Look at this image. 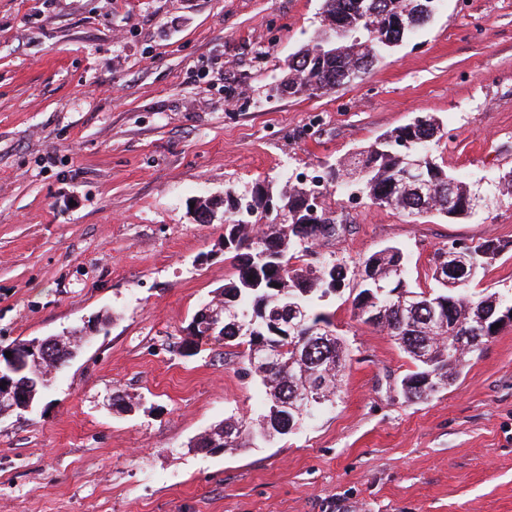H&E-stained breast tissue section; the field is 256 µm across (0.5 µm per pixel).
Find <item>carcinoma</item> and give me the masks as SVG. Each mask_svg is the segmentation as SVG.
Instances as JSON below:
<instances>
[{
	"mask_svg": "<svg viewBox=\"0 0 512 512\" xmlns=\"http://www.w3.org/2000/svg\"><path fill=\"white\" fill-rule=\"evenodd\" d=\"M438 2L324 0L322 26L336 27V43L324 45L319 35L288 59L283 93L311 96L360 78L392 47L427 24ZM441 138L440 127L430 121L401 126L353 153L337 167V175L328 185L356 183L371 204L409 215L469 216L465 205L478 191L436 162L433 145ZM409 165L423 169L426 184L419 187L404 180L402 173ZM235 193L229 187L220 201L196 199L197 223H213L216 209L222 206L224 237L236 240L228 247L234 273L224 284V298L211 304L200 321L217 323L213 338L245 346L242 370L261 380L266 405L259 422L245 418L226 422L197 440L201 448L208 447L212 439L229 438L230 449L235 450L257 439L288 433L317 411L305 408L306 394L315 386L323 402L336 397L344 355L328 316L319 311V301L348 278L360 287L355 299L357 317L386 330L415 363L416 370L400 385L408 402L432 396L459 375L472 351L460 350L451 362L441 355L456 337L464 335L466 324L493 309L499 316L512 312V294L476 299L466 291L507 247L505 243L487 240L469 246L472 261L461 274L433 254L430 263L437 287L429 290L409 283L405 256L397 246L369 255L354 270L338 262L315 269L297 268L292 260L335 238L343 220L324 209L311 218L305 207L308 190L301 187L282 189L274 197L279 210L273 215L258 205L248 207L249 196L241 197V205L234 204ZM266 315L292 323L295 331L291 337L275 334L264 320ZM317 325L323 327L322 342L300 343V337ZM56 355L40 364L30 363L26 372L16 377L21 387L26 380H33L31 398L48 389L45 374L60 370L56 359L66 352L58 349Z\"/></svg>",
	"mask_w": 512,
	"mask_h": 512,
	"instance_id": "obj_1",
	"label": "carcinoma"
}]
</instances>
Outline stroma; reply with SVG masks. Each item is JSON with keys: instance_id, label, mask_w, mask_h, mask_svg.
Listing matches in <instances>:
<instances>
[{"instance_id": "obj_1", "label": "stroma", "mask_w": 512, "mask_h": 512, "mask_svg": "<svg viewBox=\"0 0 512 512\" xmlns=\"http://www.w3.org/2000/svg\"><path fill=\"white\" fill-rule=\"evenodd\" d=\"M322 4L0 0V347L84 336L31 412H0V512H512V326L408 403L415 365L357 317L352 280L321 303L347 352L335 403L254 447L196 445L257 418L265 393L240 347L180 348L233 272L194 199L277 188L421 113L471 187L491 193L512 167V0H440L361 79L269 97ZM322 203L347 229L296 267L395 245L429 289L437 249L501 240L468 289H512V204L450 221L366 199L351 211L336 191Z\"/></svg>"}]
</instances>
